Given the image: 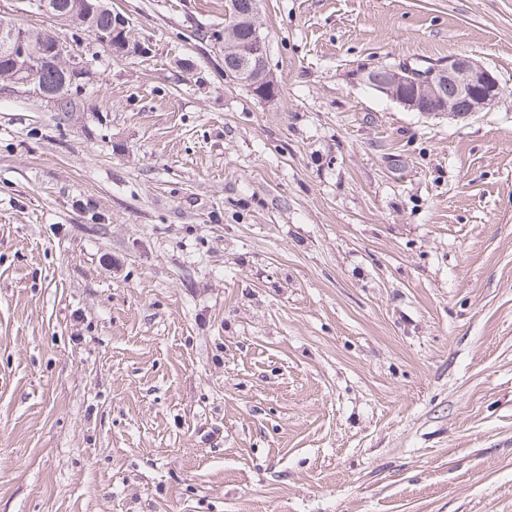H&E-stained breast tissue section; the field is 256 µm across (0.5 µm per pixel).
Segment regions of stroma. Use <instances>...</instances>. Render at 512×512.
<instances>
[{
	"instance_id": "stroma-1",
	"label": "stroma",
	"mask_w": 512,
	"mask_h": 512,
	"mask_svg": "<svg viewBox=\"0 0 512 512\" xmlns=\"http://www.w3.org/2000/svg\"><path fill=\"white\" fill-rule=\"evenodd\" d=\"M72 111L0 87V512H512V0H109ZM468 54L464 119L367 84ZM77 24L81 27H84L88 32L94 35V37L96 36V34H100L101 36H103L101 40H96L101 45L108 47L110 50H113L117 56L122 57L123 55L129 53H149L150 49H148V46L145 47L139 43H132L130 41V39L127 36V26L123 28V26L126 24L125 19H123V22H121L119 20V15L112 14V10L110 8L106 11H100L94 14L88 22L83 20L79 21ZM119 25H121L122 27H119ZM104 37L107 38L106 41H104ZM259 26H262L263 31V22L261 20V16L259 14L258 18L256 19ZM235 19L232 15L224 18V44L226 47V40H231V38H234L235 41H239V45L247 48L250 39V31L247 26H241L238 31H235L236 28ZM261 31V28H256L255 31H252L251 38V49L241 52L239 54L240 56V63L238 68L234 70L233 73H225L224 77L226 79H229L230 81H239L244 83H250L248 86L251 87V84L260 82V81H267L272 79V75L269 72L268 66H267V56H268V41L265 38ZM234 36V37H233ZM258 59L262 62V68L260 72L256 73V69L254 67V59Z\"/></svg>"
}]
</instances>
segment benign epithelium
Segmentation results:
<instances>
[{
	"instance_id": "7a95c632",
	"label": "benign epithelium",
	"mask_w": 512,
	"mask_h": 512,
	"mask_svg": "<svg viewBox=\"0 0 512 512\" xmlns=\"http://www.w3.org/2000/svg\"><path fill=\"white\" fill-rule=\"evenodd\" d=\"M251 49L240 53L238 68L224 73L231 81L254 84L272 79L267 66L268 41L261 29L251 34ZM42 49H34L32 37L23 31L0 29V82L20 87L50 100L60 101L58 93L49 91L33 80L42 67H51L64 76L75 78L77 67L67 63L66 55L56 52L47 36H42ZM389 78L381 85L368 71L365 82L375 91L415 112L446 113L466 118L498 103L501 86L494 73L479 61L458 55L421 71L405 64L386 66Z\"/></svg>"
}]
</instances>
